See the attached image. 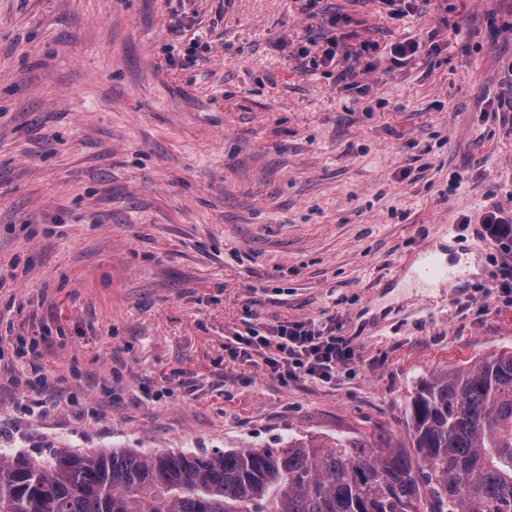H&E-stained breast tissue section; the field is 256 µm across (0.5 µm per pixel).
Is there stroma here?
<instances>
[{
	"label": "stroma",
	"instance_id": "stroma-1",
	"mask_svg": "<svg viewBox=\"0 0 512 512\" xmlns=\"http://www.w3.org/2000/svg\"><path fill=\"white\" fill-rule=\"evenodd\" d=\"M511 102L512 0H0V449L408 447L424 382L512 349L474 233L512 210ZM428 245L455 282L414 279ZM325 314L336 385L230 355Z\"/></svg>",
	"mask_w": 512,
	"mask_h": 512
}]
</instances>
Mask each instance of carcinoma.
<instances>
[{"mask_svg":"<svg viewBox=\"0 0 512 512\" xmlns=\"http://www.w3.org/2000/svg\"><path fill=\"white\" fill-rule=\"evenodd\" d=\"M411 451H0V512H512V351L424 383Z\"/></svg>","mask_w":512,"mask_h":512,"instance_id":"obj_1","label":"carcinoma"}]
</instances>
